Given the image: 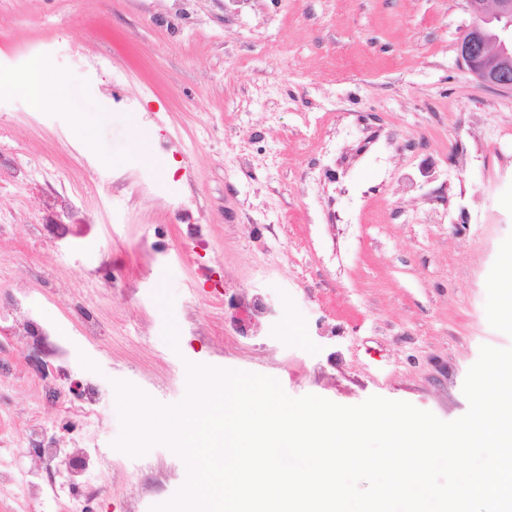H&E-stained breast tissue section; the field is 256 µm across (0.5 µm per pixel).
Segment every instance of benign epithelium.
<instances>
[{
  "label": "benign epithelium",
  "mask_w": 512,
  "mask_h": 512,
  "mask_svg": "<svg viewBox=\"0 0 512 512\" xmlns=\"http://www.w3.org/2000/svg\"><path fill=\"white\" fill-rule=\"evenodd\" d=\"M472 21L457 44L459 59L480 85L512 92V0H466Z\"/></svg>",
  "instance_id": "benign-epithelium-1"
}]
</instances>
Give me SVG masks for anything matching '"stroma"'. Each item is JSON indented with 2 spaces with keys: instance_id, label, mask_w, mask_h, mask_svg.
Instances as JSON below:
<instances>
[{
  "instance_id": "stroma-1",
  "label": "stroma",
  "mask_w": 512,
  "mask_h": 512,
  "mask_svg": "<svg viewBox=\"0 0 512 512\" xmlns=\"http://www.w3.org/2000/svg\"><path fill=\"white\" fill-rule=\"evenodd\" d=\"M470 22L466 0H0V74L38 58L77 91L39 112L0 94V157L24 173L0 178V315L19 282L52 329L0 335V512L170 501L186 464L115 448L114 384L171 406L191 364L293 397L467 412L481 346L512 347L494 314L512 93L459 62ZM62 190L72 207L50 206ZM251 297L267 315L242 333ZM88 311L100 335H81ZM41 434L72 448L80 480Z\"/></svg>"
}]
</instances>
